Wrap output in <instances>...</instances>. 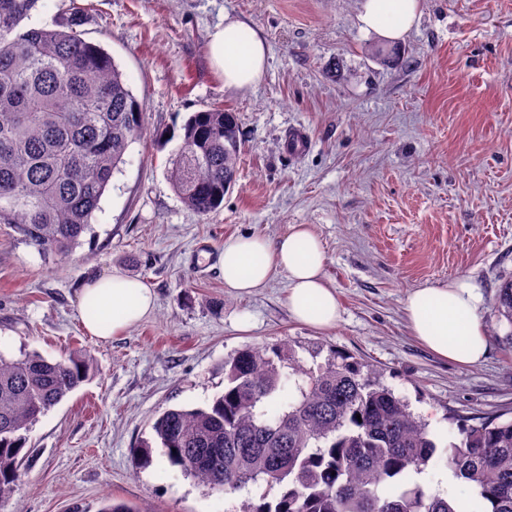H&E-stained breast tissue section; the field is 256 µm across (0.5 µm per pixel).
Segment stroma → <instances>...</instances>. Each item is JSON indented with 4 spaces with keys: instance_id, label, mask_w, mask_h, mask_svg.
Returning a JSON list of instances; mask_svg holds the SVG:
<instances>
[{
    "instance_id": "35a3bbf8",
    "label": "stroma",
    "mask_w": 512,
    "mask_h": 512,
    "mask_svg": "<svg viewBox=\"0 0 512 512\" xmlns=\"http://www.w3.org/2000/svg\"><path fill=\"white\" fill-rule=\"evenodd\" d=\"M361 0H93L81 26L144 103L145 136L103 195L71 254L45 256L0 224V351L49 359L75 348L98 372L29 433L32 461L0 512H238L243 493L211 491L161 453L136 469L130 450L167 408L207 406L224 359L287 342L376 366L430 423L439 446L458 419L512 416V326L496 299L512 280V0H423L398 56H372ZM264 35L261 80L224 85L208 36L225 16ZM221 106L242 144L235 186L207 217L167 177L186 119ZM305 134L298 153L287 147ZM307 224L341 305L336 327L294 321L288 279L249 296L224 289L226 238L269 241ZM118 271L157 294L153 314L103 341L81 322L78 292ZM470 278L484 296L489 351L464 366L422 345L404 317L409 292Z\"/></svg>"
}]
</instances>
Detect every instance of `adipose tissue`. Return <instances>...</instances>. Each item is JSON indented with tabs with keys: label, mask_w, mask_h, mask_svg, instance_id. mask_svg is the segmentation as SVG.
<instances>
[{
	"label": "adipose tissue",
	"mask_w": 512,
	"mask_h": 512,
	"mask_svg": "<svg viewBox=\"0 0 512 512\" xmlns=\"http://www.w3.org/2000/svg\"><path fill=\"white\" fill-rule=\"evenodd\" d=\"M421 0H363L358 19L362 30L398 41L414 26ZM212 67L228 88L245 89L259 82L267 62V44L251 23L225 17L209 35ZM325 250L308 225H293L277 242L246 233L225 240L219 262L224 288L248 295L264 288L274 271L288 276V310L293 318L317 328L336 326L340 303L324 274ZM483 295L470 279L447 286L413 289L404 306L413 336L439 357L475 365L488 351L480 310ZM156 305L153 290L141 279L112 273L85 283L80 299L83 326L92 336L108 340L150 316Z\"/></svg>",
	"instance_id": "ef3b65f1"
}]
</instances>
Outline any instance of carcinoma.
<instances>
[{
    "label": "carcinoma",
    "instance_id": "carcinoma-1",
    "mask_svg": "<svg viewBox=\"0 0 512 512\" xmlns=\"http://www.w3.org/2000/svg\"><path fill=\"white\" fill-rule=\"evenodd\" d=\"M38 2L0 0V224L62 256L93 232L114 173L143 135L145 107L112 57L82 37L79 14L24 27ZM181 139L169 180L207 217L235 182L236 118L220 106L196 112ZM497 310L512 327V282L499 289ZM95 372L85 350L55 360L0 351V502L21 480L33 425ZM152 430L131 450L139 468L157 444L211 490L278 488L271 500L265 490L246 498L247 512H461L413 479L441 461L478 512H512V419L457 425L440 456L429 423L382 373L338 351L311 368L290 344L239 349L207 407L166 409Z\"/></svg>",
    "mask_w": 512,
    "mask_h": 512
}]
</instances>
